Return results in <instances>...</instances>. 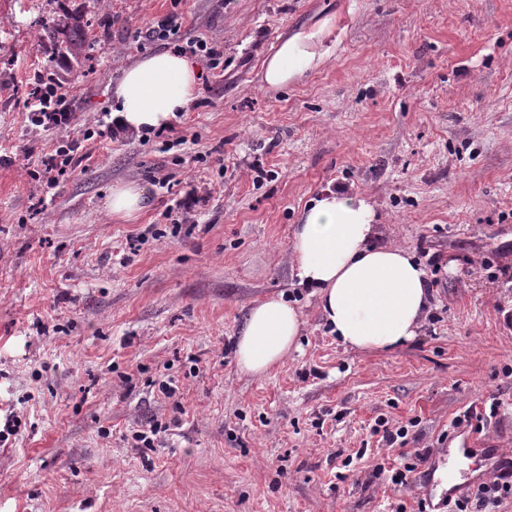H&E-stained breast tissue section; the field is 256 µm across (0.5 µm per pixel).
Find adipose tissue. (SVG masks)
I'll use <instances>...</instances> for the list:
<instances>
[{"label":"adipose tissue","instance_id":"adipose-tissue-1","mask_svg":"<svg viewBox=\"0 0 512 512\" xmlns=\"http://www.w3.org/2000/svg\"><path fill=\"white\" fill-rule=\"evenodd\" d=\"M333 26L327 17L280 37L262 62L265 85L285 87L318 69L328 55L324 42ZM200 83V69L186 56L170 51L139 56L112 88V125L127 135L166 128L195 100ZM146 202L140 185L119 183L105 208L113 218L128 220ZM377 221L370 198L325 190L302 211L290 255L300 285L310 288L344 347L392 353L417 336L431 288L407 249L375 244ZM302 327L300 313L282 297L257 303L236 338L241 371L260 377L282 364L297 349Z\"/></svg>","mask_w":512,"mask_h":512}]
</instances>
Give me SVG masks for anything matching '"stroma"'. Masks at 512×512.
Wrapping results in <instances>:
<instances>
[{
  "instance_id": "35a3bbf8",
  "label": "stroma",
  "mask_w": 512,
  "mask_h": 512,
  "mask_svg": "<svg viewBox=\"0 0 512 512\" xmlns=\"http://www.w3.org/2000/svg\"><path fill=\"white\" fill-rule=\"evenodd\" d=\"M170 13L223 42V71L175 133L86 141L44 190L30 174L62 134L28 123L34 72L69 88L78 126L111 123L113 84L167 50L149 30ZM70 15L80 64L41 40ZM327 16L325 64L264 87L278 37ZM2 155L0 410L22 427L0 446V512H415L423 473L395 488L377 463L445 469L455 436L512 453V0H0ZM119 182L146 190L130 222L104 207ZM335 188L373 198L377 244L442 259L396 352L341 345L297 284L293 227ZM278 294L299 348L253 377L230 347ZM470 408L483 420L455 425Z\"/></svg>"
}]
</instances>
